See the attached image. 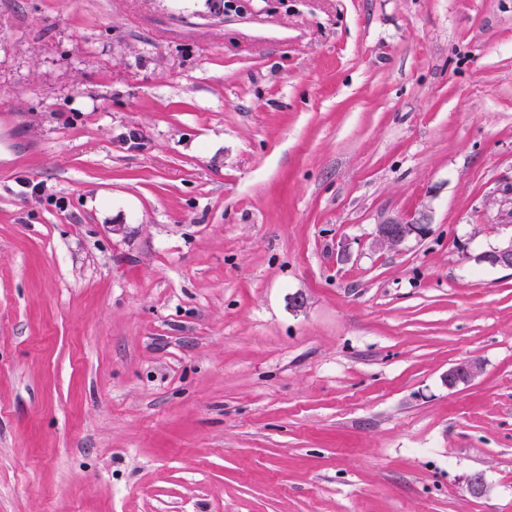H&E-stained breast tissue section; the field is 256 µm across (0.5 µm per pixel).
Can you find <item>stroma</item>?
Wrapping results in <instances>:
<instances>
[{
	"instance_id": "35a3bbf8",
	"label": "stroma",
	"mask_w": 512,
	"mask_h": 512,
	"mask_svg": "<svg viewBox=\"0 0 512 512\" xmlns=\"http://www.w3.org/2000/svg\"><path fill=\"white\" fill-rule=\"evenodd\" d=\"M510 180L512 0H0V512H512ZM426 224L421 214L411 219L389 220L377 224L376 236L380 242L397 247L413 235L423 234ZM482 260L494 267L512 269V237L498 247L485 252L482 255ZM480 371V365L475 361H465L450 368L445 375L448 388H454L474 378Z\"/></svg>"
}]
</instances>
